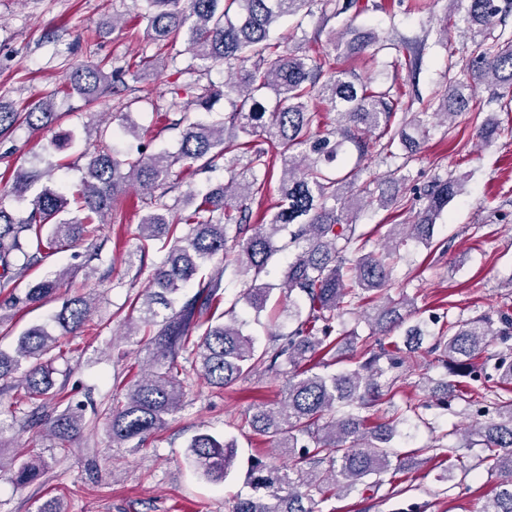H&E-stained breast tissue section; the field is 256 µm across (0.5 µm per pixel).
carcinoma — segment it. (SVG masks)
Wrapping results in <instances>:
<instances>
[{"label": "carcinoma", "instance_id": "1", "mask_svg": "<svg viewBox=\"0 0 512 512\" xmlns=\"http://www.w3.org/2000/svg\"><path fill=\"white\" fill-rule=\"evenodd\" d=\"M463 1L473 46L462 60L468 81L448 80L438 109L413 113L409 133L392 130V119L403 107L399 95L335 67L338 54L349 58L371 48L376 55L390 44L354 28L333 29L321 55L299 56L288 51L284 37L274 35L278 22L297 17L312 0H146L154 40L180 38L207 68L235 71L234 79L225 82L237 95L228 117L209 123L183 113L175 123L181 132L174 154L121 159L102 137L73 198L46 187L21 218L0 206V292L10 295L30 268L82 237L95 235L130 185L141 192L144 214L139 243L124 255L127 268L141 267L158 234L171 237L172 243L158 248L162 258L133 306L138 312L135 325L144 330L152 350V366L130 379L123 399L109 408L112 443H140L166 428L168 416L184 403L185 361L218 388L256 375H284L280 400L256 407L248 425L274 441L279 454L288 457V465L251 463L247 484L252 494L237 499L232 512H322L320 505L331 492L376 495L403 469L392 440L410 421L421 422L423 417L420 405L410 403L375 421L372 408L411 375L402 354L418 351L428 340L427 353L444 369V377L434 388L432 379L424 378L421 389L440 393L439 405L449 410L459 395L448 377H463L475 382L467 394L478 397L477 421L462 436L460 447L480 445L483 454L471 460L460 453L448 457L444 479L452 482L451 488H461L471 473L482 469L498 482L478 512H512V317L480 314L431 330L429 321L418 317L415 299L390 294L400 250L410 240L434 246L436 220L464 193L463 180L451 174L435 178L415 222L388 225L384 243L373 248L372 232L347 220L350 202L373 195L370 184L359 185L351 175L337 176L321 166L337 157L347 142L361 156L374 150L385 160L397 157L393 146L398 143L403 162L388 170L377 186L403 185L409 180L407 166L435 120L451 125L465 112L481 114L483 106L472 104L471 81L487 84L489 104L512 98V36L494 34L496 17L512 9V0H453ZM128 73L123 68L106 73L94 63H79L72 67L69 82L86 103L94 104L125 85ZM170 94L171 107L177 109L183 94L205 106L221 89L174 81ZM271 95L275 106L269 111L264 101ZM315 98L336 114V122L321 134L315 131L320 126L319 110L312 107ZM55 120L48 101L24 111L0 101V137L23 124L47 128ZM261 139L279 149L283 177L276 211L266 223L256 224L250 200L261 189L258 173L270 170ZM218 159L224 160L231 184L202 196L179 223L169 221L175 210L169 199L173 168L181 162L210 168ZM283 232L284 241L276 243ZM284 250L293 259L282 282L275 285L267 277L276 255ZM215 258L216 271L197 281L195 293L174 308L173 295L194 280L200 263ZM227 275L241 284L232 299L224 295ZM62 277L60 272L30 285L24 302L37 303L54 294ZM277 288L288 297L284 312L295 327L286 335L272 334L270 343L260 349L244 334L237 306L243 301L259 313ZM296 296L305 298L307 310L295 303ZM90 305V298L74 297L63 305L56 322L71 332L77 330L85 325ZM357 309L370 328V336L363 340L337 329L344 315ZM408 321L403 346L385 342ZM495 342L502 350L488 373L475 360ZM340 345L349 348L355 365L330 373L326 368L333 365ZM62 358L59 338L44 326L24 331L14 354L0 351V377L18 371L24 361H39L23 379L25 397L37 405L22 419V427L41 426L60 444L85 426L81 409L69 407L59 413L49 406L52 400L64 399V387L56 386L54 379V363ZM487 391L494 394L489 406L483 405ZM188 448L195 469L213 483L226 480L238 457L236 439L220 440L207 433L194 436ZM45 469L43 462L36 467L21 461L15 467L16 481L31 483Z\"/></svg>", "mask_w": 512, "mask_h": 512}]
</instances>
